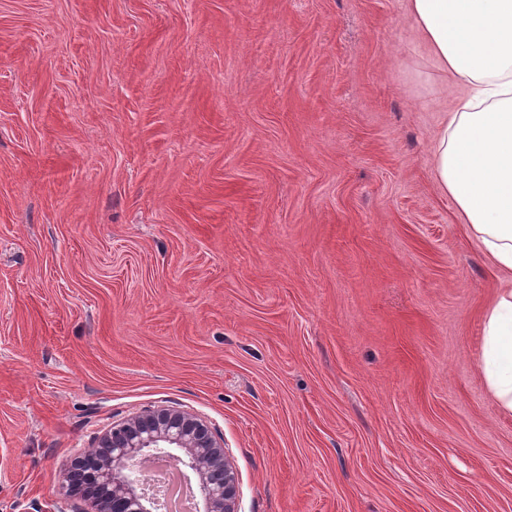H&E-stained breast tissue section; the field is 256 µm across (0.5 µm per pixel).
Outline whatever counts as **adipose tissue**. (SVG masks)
<instances>
[{"instance_id": "obj_1", "label": "adipose tissue", "mask_w": 512, "mask_h": 512, "mask_svg": "<svg viewBox=\"0 0 512 512\" xmlns=\"http://www.w3.org/2000/svg\"><path fill=\"white\" fill-rule=\"evenodd\" d=\"M449 81L465 88L433 147L440 190L502 275L483 314L486 388L512 415V0H407Z\"/></svg>"}]
</instances>
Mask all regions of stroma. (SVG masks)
<instances>
[{"instance_id":"1","label":"stroma","mask_w":512,"mask_h":512,"mask_svg":"<svg viewBox=\"0 0 512 512\" xmlns=\"http://www.w3.org/2000/svg\"><path fill=\"white\" fill-rule=\"evenodd\" d=\"M461 93L404 0H0V512L160 406L241 512H512Z\"/></svg>"}]
</instances>
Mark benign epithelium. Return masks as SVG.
Wrapping results in <instances>:
<instances>
[{
  "instance_id": "obj_1",
  "label": "benign epithelium",
  "mask_w": 512,
  "mask_h": 512,
  "mask_svg": "<svg viewBox=\"0 0 512 512\" xmlns=\"http://www.w3.org/2000/svg\"><path fill=\"white\" fill-rule=\"evenodd\" d=\"M167 459L197 478L195 512H239L238 474L224 443L191 414L169 408L146 410L113 425L96 447L61 471L59 495L83 504L82 512H159L144 477L146 461Z\"/></svg>"
}]
</instances>
